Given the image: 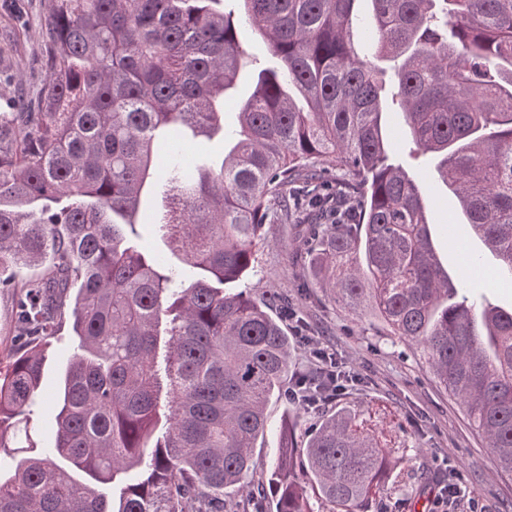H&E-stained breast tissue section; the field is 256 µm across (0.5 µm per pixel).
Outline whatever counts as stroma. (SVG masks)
Wrapping results in <instances>:
<instances>
[{
	"mask_svg": "<svg viewBox=\"0 0 512 512\" xmlns=\"http://www.w3.org/2000/svg\"><path fill=\"white\" fill-rule=\"evenodd\" d=\"M47 0H0V114L11 116L21 98L35 92L45 74L43 32ZM245 52L235 86L224 100V123L235 125L239 107L252 91L253 75L273 59L248 21L239 23ZM25 85H18V74ZM392 157L410 175L422 180L428 197V218L434 229L454 227L459 247L438 238L441 258L449 271L459 270L462 254L478 258L486 275L495 258L462 224L455 198L437 180L429 179L436 160L432 155L411 158L410 137L400 113L388 115ZM309 243L301 224H265L254 268L241 281L259 300L288 293L298 307L315 342L336 353L360 382L337 400L374 430L395 462L384 499L370 502L368 512H439L430 493L447 479L465 486L467 500L453 512H512V478L499 469L483 436L470 424L465 410L438 383L419 349L386 335L381 322L356 318L351 310L309 287V277L298 263ZM284 402L272 398L267 407L269 429L254 450L253 481L274 463L278 454V426Z\"/></svg>",
	"mask_w": 512,
	"mask_h": 512,
	"instance_id": "stroma-1",
	"label": "stroma"
}]
</instances>
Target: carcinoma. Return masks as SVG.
<instances>
[{
	"instance_id": "carcinoma-1",
	"label": "carcinoma",
	"mask_w": 512,
	"mask_h": 512,
	"mask_svg": "<svg viewBox=\"0 0 512 512\" xmlns=\"http://www.w3.org/2000/svg\"><path fill=\"white\" fill-rule=\"evenodd\" d=\"M222 2L48 0L45 83L0 124V268L49 261L10 283L0 448L29 421L67 318L78 344L53 446L27 435L0 458V512H224V491L247 487L268 402L292 373L271 307L293 305L230 285L252 268L275 204L309 224L315 286L416 345L512 476V309L459 295L422 187L390 161L384 117L390 85L414 143L437 156L465 223L512 279V0H368L366 20L361 0H238L276 64L255 73L227 131L241 45ZM182 129L224 132L220 165L186 167L166 138ZM162 148L156 226L181 267L136 241ZM279 438L275 512H314L312 495L328 512H365L385 490L390 456L347 410L306 433L288 410Z\"/></svg>"
}]
</instances>
